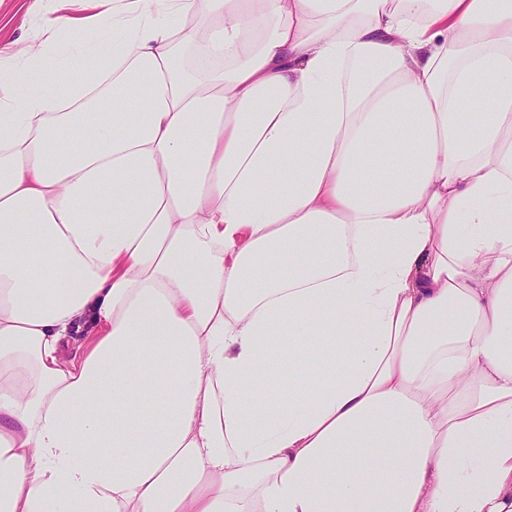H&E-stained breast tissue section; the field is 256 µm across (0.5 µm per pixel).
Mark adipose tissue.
<instances>
[{
  "label": "adipose tissue",
  "mask_w": 512,
  "mask_h": 512,
  "mask_svg": "<svg viewBox=\"0 0 512 512\" xmlns=\"http://www.w3.org/2000/svg\"><path fill=\"white\" fill-rule=\"evenodd\" d=\"M31 8L0 512H512V0Z\"/></svg>",
  "instance_id": "1"
}]
</instances>
